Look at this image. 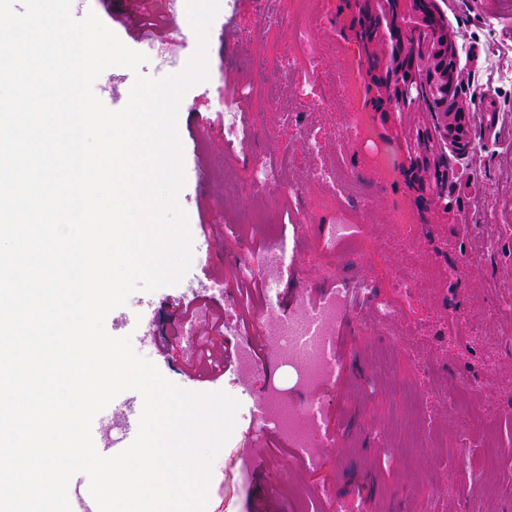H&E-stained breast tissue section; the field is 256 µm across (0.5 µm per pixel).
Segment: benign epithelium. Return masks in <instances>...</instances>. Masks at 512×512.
Here are the masks:
<instances>
[{"instance_id":"benign-epithelium-1","label":"benign epithelium","mask_w":512,"mask_h":512,"mask_svg":"<svg viewBox=\"0 0 512 512\" xmlns=\"http://www.w3.org/2000/svg\"><path fill=\"white\" fill-rule=\"evenodd\" d=\"M357 34L367 52L372 83L378 89L376 108L401 112H438L442 139L461 144L467 139L470 103L461 97L455 62V41L448 35V18L437 0H384L386 13L375 0H352ZM393 45L389 70L375 48L382 38Z\"/></svg>"}]
</instances>
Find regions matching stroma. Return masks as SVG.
Instances as JSON below:
<instances>
[{"mask_svg":"<svg viewBox=\"0 0 512 512\" xmlns=\"http://www.w3.org/2000/svg\"><path fill=\"white\" fill-rule=\"evenodd\" d=\"M113 0H72L76 19L95 14L147 60L138 71L105 69L94 91L106 107L123 108L136 76L180 72L197 47L185 9L143 0L146 21L174 15L176 33L147 49L142 29L114 16ZM317 23L299 31L291 0L282 21L264 29L255 0H220L208 32V79L182 98L177 129L185 183L178 203L192 238L191 267L176 285L132 293L105 319L107 332L131 336L134 350L167 379L196 392L236 399L234 432L213 461L205 512H326L331 489L350 512L356 485L371 492L362 512H512V0H439L462 59L464 98L491 99L495 109L470 115L465 150L444 145L445 173L434 192L414 181L425 154L422 137L441 135L435 112H381L367 74L348 0H319ZM268 47L289 51L301 78L315 69L340 71L358 86L356 105L331 91L306 95L296 125L285 126L266 97L261 76L241 55L256 32ZM249 116L244 144L224 143V108ZM360 128L355 142L343 132ZM276 160L310 171L338 161L358 180L359 197L329 201L314 182L296 191L256 184L254 164ZM238 194L224 196L225 178ZM266 226L251 223L252 211ZM421 227L398 241L397 218ZM358 225L352 240L322 254L336 221ZM277 246L286 260L274 286L242 311L231 287L240 261L255 263L248 241ZM415 278L406 298L394 281ZM375 283L354 302L335 335L341 371L316 391L300 389L295 372L268 350L249 374L235 356L266 324L315 310L337 280ZM398 318L385 325L378 304ZM229 350L216 372L194 356L202 344ZM296 406L321 402L326 438L317 447L271 451L279 429L252 421L269 393Z\"/></svg>","mask_w":512,"mask_h":512,"instance_id":"1","label":"stroma"}]
</instances>
